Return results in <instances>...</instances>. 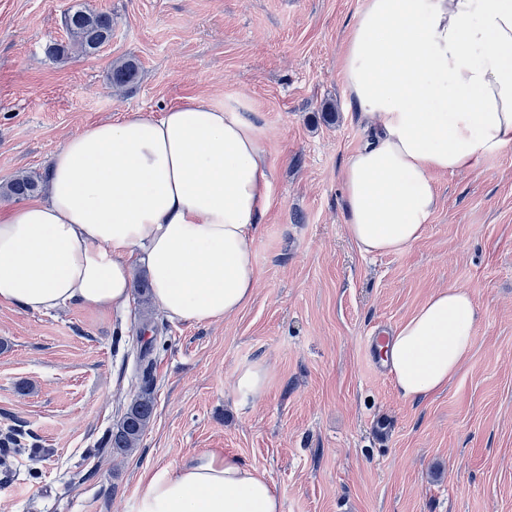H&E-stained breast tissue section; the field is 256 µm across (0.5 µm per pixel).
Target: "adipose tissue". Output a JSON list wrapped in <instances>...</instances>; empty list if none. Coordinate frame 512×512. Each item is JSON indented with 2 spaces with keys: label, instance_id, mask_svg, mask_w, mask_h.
Listing matches in <instances>:
<instances>
[{
  "label": "adipose tissue",
  "instance_id": "adipose-tissue-1",
  "mask_svg": "<svg viewBox=\"0 0 512 512\" xmlns=\"http://www.w3.org/2000/svg\"><path fill=\"white\" fill-rule=\"evenodd\" d=\"M342 73L375 132L341 174L347 232L363 252H399L424 233L435 174L512 145V0H367ZM271 178L255 128L202 100L90 126L53 153L38 198L0 212V302L120 310L142 264L170 318L235 314L254 292L253 232ZM478 321L466 289L433 293L387 338L399 394L445 389ZM281 510L262 473L212 450L149 476L137 502V512Z\"/></svg>",
  "mask_w": 512,
  "mask_h": 512
}]
</instances>
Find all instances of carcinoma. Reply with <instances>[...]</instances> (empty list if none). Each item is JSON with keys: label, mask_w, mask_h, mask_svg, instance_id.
I'll return each mask as SVG.
<instances>
[{"label": "carcinoma", "mask_w": 512, "mask_h": 512, "mask_svg": "<svg viewBox=\"0 0 512 512\" xmlns=\"http://www.w3.org/2000/svg\"><path fill=\"white\" fill-rule=\"evenodd\" d=\"M64 26L68 42H53L46 48L47 56L56 61L69 59L74 54L85 57L95 54L100 43L112 36V14L78 5L64 12ZM137 74V63L133 59H127L112 65L108 81L112 89L120 91L132 84ZM39 184L40 178L37 176H18L1 186L0 192L9 198L24 200L37 193ZM150 355L151 346H140L138 366L145 380L150 377L153 369ZM153 410L154 398L149 393L142 394L126 409L120 423L109 437L112 453L126 455L138 447Z\"/></svg>", "instance_id": "1"}]
</instances>
